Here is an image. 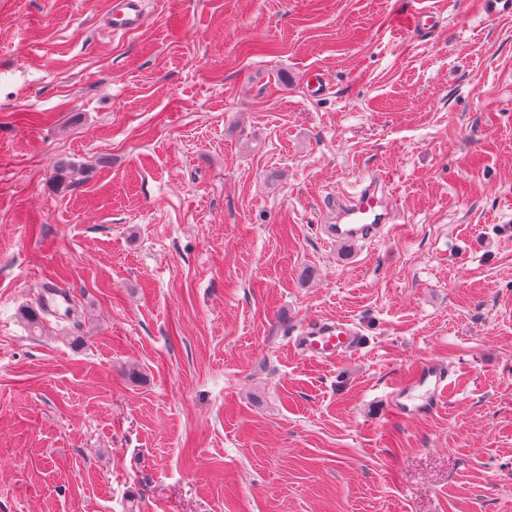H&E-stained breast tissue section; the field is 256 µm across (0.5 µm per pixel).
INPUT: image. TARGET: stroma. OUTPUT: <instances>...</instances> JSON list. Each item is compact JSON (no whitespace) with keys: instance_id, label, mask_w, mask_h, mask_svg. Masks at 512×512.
Listing matches in <instances>:
<instances>
[{"instance_id":"stroma-1","label":"stroma","mask_w":512,"mask_h":512,"mask_svg":"<svg viewBox=\"0 0 512 512\" xmlns=\"http://www.w3.org/2000/svg\"><path fill=\"white\" fill-rule=\"evenodd\" d=\"M145 8L0 0V512H512V19ZM372 171L397 218L336 249ZM47 288L74 306L35 336ZM318 318L363 347L302 359ZM427 361L449 396L395 416ZM145 0H114L112 17L107 20L112 32L125 33L140 28L146 21Z\"/></svg>"}]
</instances>
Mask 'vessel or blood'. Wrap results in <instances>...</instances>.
<instances>
[{
  "instance_id": "1",
  "label": "vessel or blood",
  "mask_w": 512,
  "mask_h": 512,
  "mask_svg": "<svg viewBox=\"0 0 512 512\" xmlns=\"http://www.w3.org/2000/svg\"><path fill=\"white\" fill-rule=\"evenodd\" d=\"M145 0H113L107 21L113 31L125 33L140 28L146 21ZM391 194L386 176L374 175L359 181L354 193L336 206V221L324 225L329 240L350 245L381 237L392 219L388 205ZM362 343V335L344 319L315 320L304 326L294 348L307 360H334ZM450 388L448 372L439 363L425 362L394 385L392 409L407 420L434 412Z\"/></svg>"
}]
</instances>
